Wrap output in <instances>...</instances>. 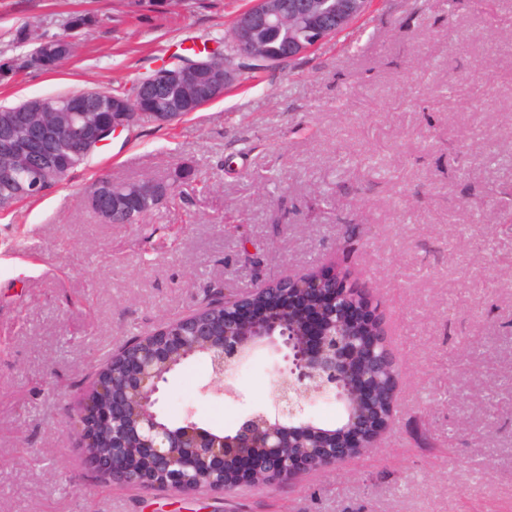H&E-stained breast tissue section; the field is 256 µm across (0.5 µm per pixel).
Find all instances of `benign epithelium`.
<instances>
[{
	"label": "benign epithelium",
	"instance_id": "benign-epithelium-1",
	"mask_svg": "<svg viewBox=\"0 0 512 512\" xmlns=\"http://www.w3.org/2000/svg\"><path fill=\"white\" fill-rule=\"evenodd\" d=\"M369 0H253L242 12L229 40L236 48L230 58L204 57L195 67L177 66L152 78L137 82L135 95L129 106H112V132L119 133L132 126L131 110L151 101L164 103L167 91L173 87L195 88L200 72L209 75L202 87L204 94L217 99L225 88L236 80L241 63L264 57L265 64H276L305 54L326 40V34L346 27L368 9ZM264 32L268 43L261 45L256 35ZM90 110L89 99H84L81 111H71L68 124L59 132L49 127H38L26 135L8 137L0 141V151L11 165L0 169V176L12 178L20 173L27 185L36 189L41 176L52 167L43 144L60 140L61 145L79 159L87 158L90 142L101 131L85 120ZM131 203L103 204L100 187L87 191V204L100 206L107 214L122 210L127 223L134 224L167 198L163 188L151 180L138 186ZM285 287L279 298L295 293L297 288L320 285L330 305L345 304L339 318L323 316L316 306L300 314L299 321L287 324L280 318L255 316L247 298L232 288L218 291L208 300L212 306L228 307L235 312V321L250 325L255 343L244 350L238 337L224 326L212 331L201 320L203 311L193 312L177 319V325L162 327L119 349L124 352L139 345L134 355H125L121 369L112 372V360H107L96 371L90 389L73 414V423L79 438V447L92 469L102 478L119 485L142 489L145 486H170L184 494L218 493L225 489L224 449L244 446L254 437L256 427H267L265 447L277 464L264 469L254 459L244 457L237 463L241 482L276 486L291 482L309 469L299 458H285L281 448L289 443L293 427L306 419L305 402L311 398L334 396L342 402L346 396L371 404L379 391V379L366 372L364 351H373L386 338L385 318L376 306L370 289L345 275L325 274L315 279L282 277ZM208 346L207 360L211 375L203 391L224 393V375L233 370L242 359L262 350L282 354L286 366L279 369L281 381L272 396V410L258 411L246 416L223 441L209 446L197 440L189 442L190 433L200 436L204 429L189 421L186 432L176 431L161 422L155 405L160 385L167 382V374L194 351L186 349L188 336ZM318 343H310L311 335ZM390 418L378 416L370 422L349 429V438L331 445L326 460L340 464L352 457V449L371 446L387 427ZM106 447L103 453L97 449ZM203 459L212 472L211 484L196 488L188 482V470L195 461Z\"/></svg>",
	"mask_w": 512,
	"mask_h": 512
}]
</instances>
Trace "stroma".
Returning a JSON list of instances; mask_svg holds the SVG:
<instances>
[{
    "instance_id": "1",
    "label": "stroma",
    "mask_w": 512,
    "mask_h": 512,
    "mask_svg": "<svg viewBox=\"0 0 512 512\" xmlns=\"http://www.w3.org/2000/svg\"><path fill=\"white\" fill-rule=\"evenodd\" d=\"M249 0H0V106L128 87L163 60L223 40ZM94 19L52 71L34 36ZM181 186L141 223L105 224L84 194L117 182ZM512 189V0H373L349 29L286 66L240 75L170 124L115 134L64 182L0 213V512H512V233L481 211ZM359 227L353 275L381 302L400 372L374 448L283 487L224 494L109 483L83 461L70 414L133 337L231 284L324 269ZM278 355L203 393L192 358L162 384L161 418L228 430L270 404ZM442 445L432 455L422 434ZM388 479L374 483L378 469ZM13 40L17 44H32L35 47L25 61V65L34 66L45 71L54 70L61 62L72 56L74 43L67 38L52 39L50 43L35 42L30 26H22L14 31Z\"/></svg>"
}]
</instances>
